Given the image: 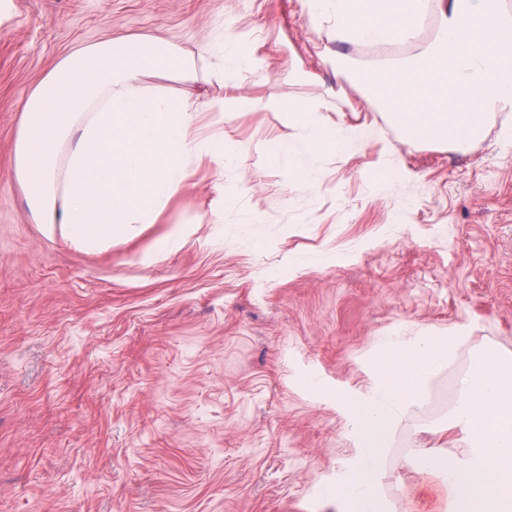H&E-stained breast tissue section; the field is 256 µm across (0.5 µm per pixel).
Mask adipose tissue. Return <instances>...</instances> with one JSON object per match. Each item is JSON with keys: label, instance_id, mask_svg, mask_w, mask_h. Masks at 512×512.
<instances>
[{"label": "adipose tissue", "instance_id": "ef3b65f1", "mask_svg": "<svg viewBox=\"0 0 512 512\" xmlns=\"http://www.w3.org/2000/svg\"><path fill=\"white\" fill-rule=\"evenodd\" d=\"M313 27L332 20L339 44L382 49L407 42L428 16L437 20L417 53L371 67L336 53L340 81L386 113L411 145L469 152L499 117L512 114V9L503 0H304ZM223 99H191L148 90L144 79L197 77L196 59L152 36L76 49L33 90L19 119L14 175L37 223L61 225L88 252L130 241L143 224L160 223L193 168L224 162L223 138L201 134V114L247 105L243 76L265 68L256 45L226 37L216 52ZM265 108L302 127L301 143L279 140L270 163L286 154H349L336 127L322 124L323 99H269ZM447 336L388 340L362 393H343L357 454L350 479L332 489L344 512H380L376 475L394 431L465 342ZM448 427L454 454L420 449L423 485L441 491L437 512H512V358L481 354L459 381Z\"/></svg>", "mask_w": 512, "mask_h": 512}]
</instances>
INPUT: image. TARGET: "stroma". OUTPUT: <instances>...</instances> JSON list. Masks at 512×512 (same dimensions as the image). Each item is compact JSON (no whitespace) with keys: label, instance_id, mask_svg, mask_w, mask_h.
Here are the masks:
<instances>
[{"label":"stroma","instance_id":"35a3bbf8","mask_svg":"<svg viewBox=\"0 0 512 512\" xmlns=\"http://www.w3.org/2000/svg\"><path fill=\"white\" fill-rule=\"evenodd\" d=\"M249 36L269 61L221 119L231 161L187 179L164 223L96 252L36 223L13 174L20 111L74 48L151 34L198 51ZM301 0H0V512H339L355 448L340 391L370 382L383 336L468 339L393 435L386 512H410L436 399L493 346L512 354V144L411 146L341 85ZM271 97H323L371 125L345 157L269 165L299 140ZM387 162L408 172L377 180ZM296 167L306 181L292 179ZM221 194L233 206L216 210ZM193 221L171 253L144 254Z\"/></svg>","mask_w":512,"mask_h":512}]
</instances>
